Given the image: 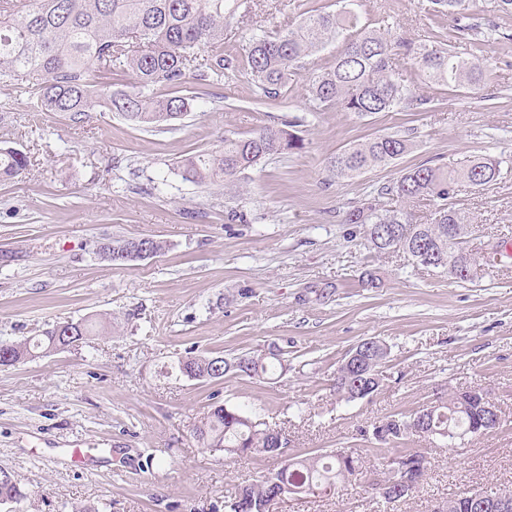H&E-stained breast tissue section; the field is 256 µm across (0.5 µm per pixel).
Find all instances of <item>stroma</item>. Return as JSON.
<instances>
[{
    "label": "stroma",
    "instance_id": "35a3bbf8",
    "mask_svg": "<svg viewBox=\"0 0 512 512\" xmlns=\"http://www.w3.org/2000/svg\"><path fill=\"white\" fill-rule=\"evenodd\" d=\"M336 5L245 0L224 33V56L236 62L246 37L296 26L303 8ZM346 5L362 25L454 43L456 19L433 12L430 0ZM479 17L496 30L479 53L493 73L484 95L424 85L411 59L396 63L411 90L441 99L434 112L313 113L305 70L284 97L261 100L235 66L220 79L188 72L182 90L193 108L163 130L99 107L76 117L36 112L28 95L0 83V147L28 158L21 175L0 183V342L71 321L97 326L83 343L0 366V468L25 494L0 512H224L225 497L308 452L352 448L378 464L367 434L374 424L473 388L489 391L499 427L455 449L405 438L430 464L394 512H442L448 498L512 488V258L486 260L512 237V17ZM285 119L302 152L258 165L236 187L182 179L180 162L219 150L225 133ZM396 132L409 134L412 148L395 163L354 178L329 171L337 151ZM475 155L508 165L496 184L462 185L452 200L472 226V281L378 252L345 223L350 207L403 169ZM140 238L162 251L123 265L98 254L101 243ZM366 271L375 286L363 282ZM369 338L389 352L378 391L337 401V367ZM271 350L285 366L274 380L229 372L191 381L177 367L186 356ZM215 404L281 430L286 448L274 457L202 448L195 429ZM375 509L360 474L280 506Z\"/></svg>",
    "mask_w": 512,
    "mask_h": 512
}]
</instances>
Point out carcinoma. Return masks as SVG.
<instances>
[{
  "label": "carcinoma",
  "mask_w": 512,
  "mask_h": 512,
  "mask_svg": "<svg viewBox=\"0 0 512 512\" xmlns=\"http://www.w3.org/2000/svg\"><path fill=\"white\" fill-rule=\"evenodd\" d=\"M434 11L448 12L457 20L468 19L476 0H432ZM241 7L238 0H0V83L36 98L37 108L46 112L80 115L91 111L99 100L131 125L155 128L167 125L191 111L192 98L172 89L182 83L186 72L197 67L198 53L224 45V27ZM343 39V46L328 67L309 70V93L326 109L336 108L358 118L390 112L401 106L408 112H428L442 100L413 93L395 78V61L403 56L413 60L421 80L450 91H480L490 78L481 62L454 49L415 44L389 31L358 26V16L342 7L336 11L310 9L295 27L272 35H253L245 44L242 68L261 95L276 99L288 89L293 71L327 44ZM128 72L133 90L114 89L97 79H112L115 70ZM171 92L158 95L159 88ZM303 143L278 126H264L251 136L224 135L219 152H201L180 165L185 181L218 185L238 181L247 171ZM411 148L410 140L399 134H383L337 152L328 168L338 177L352 178L400 159ZM503 161L473 157L456 167L421 164L405 170L394 182L377 190V197L353 206L345 223L362 227L369 244L378 252L398 248L418 266L442 270L459 282L468 281L463 270L475 259L466 246L469 226L466 215L450 206L459 183L489 187L501 175ZM27 167V156L14 148H0V181L11 180ZM396 197L404 202L428 200L436 208L430 221L413 222L404 210H381L377 199ZM72 335L62 336L58 328L20 342H0V366H12L35 356L83 342L92 333L85 321L67 322ZM388 353L364 355L363 364L346 371L336 370V399L354 401V395L370 396L379 388V369ZM217 357H186L178 362L196 380H220L212 364ZM243 363L234 373L260 377L274 369L260 354L237 357ZM381 427L377 443L394 446L406 437V428L421 426L419 436L446 444L462 442L471 429L481 425L491 431L499 419H490L476 403L465 404L460 393L440 396L435 404L410 415H392ZM196 437L209 451L229 455H275L272 430L260 427L234 407L214 405L196 428ZM362 463L355 453L339 449L331 454H305L271 472L261 481L245 487L224 501V512H268L266 504L278 491L286 494H315L328 491L339 480L360 473ZM381 512L404 498L387 495L376 482ZM512 500V490L477 491L478 500L469 504L464 497L448 499L445 512H512L503 509V495ZM22 498L12 474L0 468V505Z\"/></svg>",
  "instance_id": "obj_1"
}]
</instances>
